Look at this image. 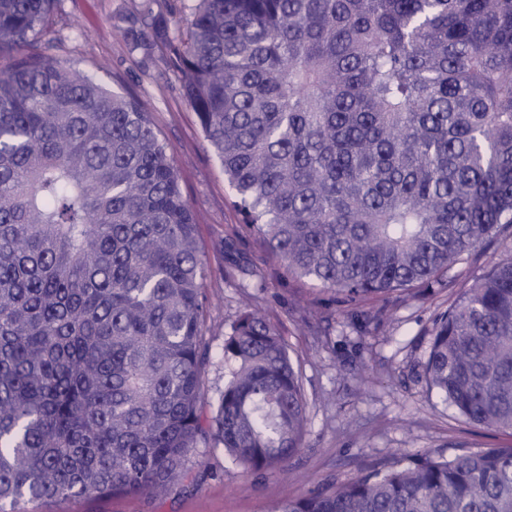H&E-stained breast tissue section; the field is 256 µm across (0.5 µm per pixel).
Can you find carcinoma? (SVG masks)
Segmentation results:
<instances>
[{"instance_id": "obj_1", "label": "carcinoma", "mask_w": 512, "mask_h": 512, "mask_svg": "<svg viewBox=\"0 0 512 512\" xmlns=\"http://www.w3.org/2000/svg\"><path fill=\"white\" fill-rule=\"evenodd\" d=\"M56 2L0 0V512L165 495L211 440L274 469L307 433L299 370L246 310L208 402L192 207L141 102L39 50ZM172 64L291 275L351 301L441 286L512 225V0H197ZM424 374L512 433V254L435 321ZM274 512H512V448L425 454Z\"/></svg>"}]
</instances>
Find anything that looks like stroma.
I'll use <instances>...</instances> for the list:
<instances>
[{
	"label": "stroma",
	"mask_w": 512,
	"mask_h": 512,
	"mask_svg": "<svg viewBox=\"0 0 512 512\" xmlns=\"http://www.w3.org/2000/svg\"><path fill=\"white\" fill-rule=\"evenodd\" d=\"M196 0H58L40 36L45 54L138 98L167 144L193 208L204 261L211 345L209 395L224 386V338L240 313L265 314L291 349L307 395L309 431L285 465L250 472L223 447L197 448L190 477L165 497L43 500L33 512H271L280 501L335 487L432 453L512 446V434L467 423L423 372L435 320L493 262L512 251V227L465 256L447 288L350 302L285 275L244 226L231 188L187 102L170 47L186 39Z\"/></svg>",
	"instance_id": "obj_1"
}]
</instances>
